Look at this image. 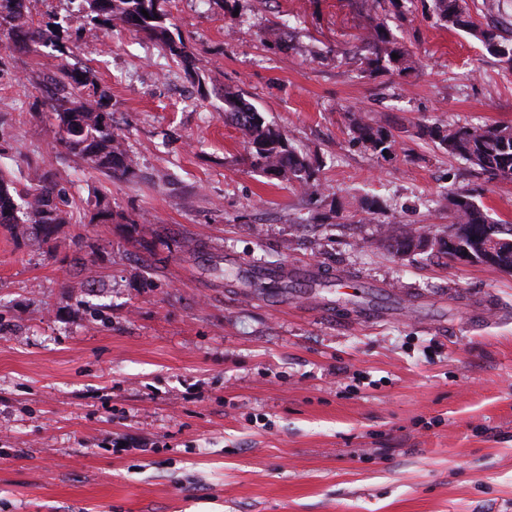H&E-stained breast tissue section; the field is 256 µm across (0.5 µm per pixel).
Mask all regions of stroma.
Returning <instances> with one entry per match:
<instances>
[{"label":"stroma","instance_id":"1","mask_svg":"<svg viewBox=\"0 0 512 512\" xmlns=\"http://www.w3.org/2000/svg\"><path fill=\"white\" fill-rule=\"evenodd\" d=\"M430 4L385 16L414 70L370 76L362 0H170L188 70L120 25L88 42L76 0H27L72 52H0V168L56 173L73 217L39 241L0 225V512H512V273L382 242L445 231L457 187L512 223V181L424 131L512 124V70ZM63 65L95 74L134 175L56 139L42 81ZM228 90L307 155L317 197L249 167ZM290 263L321 275L249 287ZM347 114L350 128L358 142L382 157L392 154L396 140L391 130L370 124L364 119L360 110L351 109ZM383 151H386V154H383Z\"/></svg>","mask_w":512,"mask_h":512}]
</instances>
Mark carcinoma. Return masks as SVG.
I'll use <instances>...</instances> for the list:
<instances>
[{
	"mask_svg": "<svg viewBox=\"0 0 512 512\" xmlns=\"http://www.w3.org/2000/svg\"><path fill=\"white\" fill-rule=\"evenodd\" d=\"M94 14L97 26L119 23L142 34L163 47L173 59L190 63L188 47L181 35L165 25L169 0H80ZM463 0H433V13L441 25L466 28L481 34L480 42L498 62L512 69V39L504 38L495 27H478L470 20ZM391 5L402 18L400 0H371L369 24L361 37L362 71L370 76L413 69L407 50L394 41L379 11ZM148 15H143L142 11ZM51 41L58 51L71 53L50 23L36 24L29 17L26 0H0V47L24 51L31 45ZM398 58H392V54ZM57 96L50 109L57 121V135L67 153L81 159L101 173L122 176L134 173L136 162L112 131L110 113L104 111L103 97L97 94L94 74L89 69L62 67L53 78ZM224 113H241L247 160L252 168L278 180H293L304 192L313 194L319 186L316 170L307 156L295 150L287 137L266 124L258 110L240 95L224 92ZM349 125L355 139L381 155L392 154L396 143L391 130L367 122L361 111L348 110ZM430 138L458 157L479 167L494 178L512 180V125L466 124L446 125L434 122L425 126ZM448 219L455 233L439 238L428 229L405 226L390 228L384 236L387 247L397 255L435 252L449 260L470 261L504 271H512V224L492 220L476 203L470 189L448 194ZM69 198L60 184L31 167L28 183L19 186L0 174V224L11 228L15 237L49 239L60 227L70 223Z\"/></svg>",
	"mask_w": 512,
	"mask_h": 512,
	"instance_id": "1",
	"label": "carcinoma"
}]
</instances>
